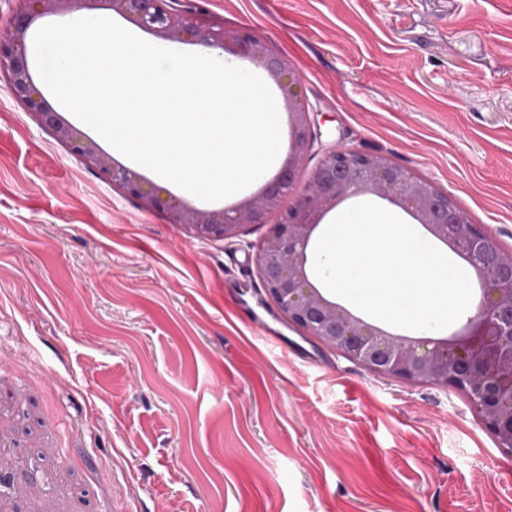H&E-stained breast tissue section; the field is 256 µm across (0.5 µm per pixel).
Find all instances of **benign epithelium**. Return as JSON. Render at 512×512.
<instances>
[{
	"label": "benign epithelium",
	"mask_w": 512,
	"mask_h": 512,
	"mask_svg": "<svg viewBox=\"0 0 512 512\" xmlns=\"http://www.w3.org/2000/svg\"><path fill=\"white\" fill-rule=\"evenodd\" d=\"M99 9L112 10L158 39L218 48L263 68L280 88L293 131L277 179L232 206L196 208L118 162L53 109L31 69L30 37L48 12ZM0 76L23 108L85 167L146 210L165 215L188 236L203 242L232 240L247 227L278 215L256 247V266L265 294L280 315L374 375L462 392L498 448L512 454V251L502 250L431 181L387 155L333 148L308 169L315 145L309 112L298 102L297 82L287 74L286 62L269 52L261 38L226 29L170 0H17L11 21L0 28ZM307 170L309 182L293 204L284 206L296 192L298 176ZM358 195H374L412 215L472 270L479 284L478 301L458 331L439 338L392 333L336 302L317 282L313 258L318 229L338 205Z\"/></svg>",
	"instance_id": "1"
}]
</instances>
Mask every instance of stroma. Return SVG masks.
I'll use <instances>...</instances> for the list:
<instances>
[{"label": "stroma", "mask_w": 512, "mask_h": 512, "mask_svg": "<svg viewBox=\"0 0 512 512\" xmlns=\"http://www.w3.org/2000/svg\"><path fill=\"white\" fill-rule=\"evenodd\" d=\"M263 38L316 152H379L512 249V0H177ZM67 153L0 80V512H512L458 391L381 378Z\"/></svg>", "instance_id": "35a3bbf8"}]
</instances>
